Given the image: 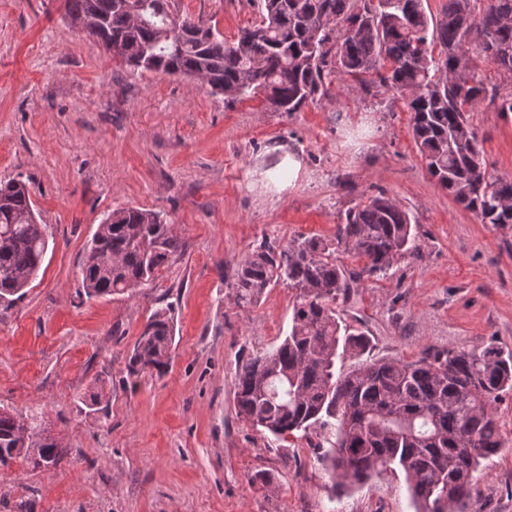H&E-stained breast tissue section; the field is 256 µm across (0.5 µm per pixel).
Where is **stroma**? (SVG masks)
<instances>
[{"instance_id": "obj_1", "label": "stroma", "mask_w": 512, "mask_h": 512, "mask_svg": "<svg viewBox=\"0 0 512 512\" xmlns=\"http://www.w3.org/2000/svg\"><path fill=\"white\" fill-rule=\"evenodd\" d=\"M173 5L228 43L261 21L255 0ZM469 121L489 172L512 177V114L483 103ZM17 176L50 238L25 295L0 306V409L41 424L62 459L49 471L0 466V512H415L397 469L330 497L306 439L276 440L235 406L239 365L279 345L296 295L279 283L241 310L228 289L237 266L263 242L335 238L345 210L380 190L409 212L418 249L361 278L342 318L367 329L379 358L512 352V226L480 223L441 190L392 94L339 80L292 114L230 102L127 67L71 28L61 0H0V179ZM120 207L165 213L182 253L135 296L86 298L85 247ZM165 306L167 373L129 375L135 341ZM99 385L107 402L86 407ZM495 409L507 446L477 473V506L512 512V392Z\"/></svg>"}]
</instances>
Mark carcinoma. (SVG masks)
Wrapping results in <instances>:
<instances>
[{
  "instance_id": "1",
  "label": "carcinoma",
  "mask_w": 512,
  "mask_h": 512,
  "mask_svg": "<svg viewBox=\"0 0 512 512\" xmlns=\"http://www.w3.org/2000/svg\"><path fill=\"white\" fill-rule=\"evenodd\" d=\"M425 0H261L260 24L237 42L203 20L172 13L170 0H64L65 18L135 69L206 83L229 101L258 96L276 112H298L349 77L374 97L393 92L412 116L429 174L454 201L494 228L512 224V178L492 175L467 112L488 103L512 113L475 72V57L512 74V0H446L442 18ZM336 240L300 235L282 247L261 243L237 267L230 289L243 309L283 282L296 291L291 328L273 350L238 369L239 415L279 440L302 431L332 487L362 484L388 468L406 476L416 512H466L478 496L474 473L505 447L495 414L512 391V352L423 350L412 361L363 358L366 332L337 310L361 276L378 278L416 250L409 213L380 191L349 207ZM49 239L28 184L0 180V304L21 298L38 275ZM366 259L359 272L337 263V247ZM182 252L160 211L116 209L97 225L81 266L87 298L136 294ZM173 320L158 309L136 340L129 373L165 374ZM347 358L358 360L343 368ZM17 458L55 468L59 444L0 410V464Z\"/></svg>"
}]
</instances>
